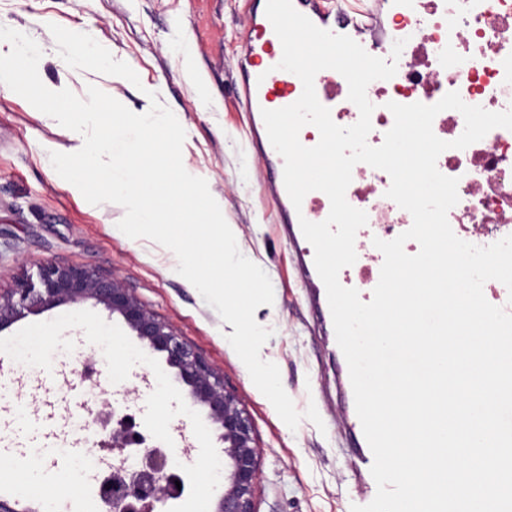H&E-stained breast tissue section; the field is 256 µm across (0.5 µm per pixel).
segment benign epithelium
I'll list each match as a JSON object with an SVG mask.
<instances>
[{
  "label": "benign epithelium",
  "instance_id": "7a95c632",
  "mask_svg": "<svg viewBox=\"0 0 512 512\" xmlns=\"http://www.w3.org/2000/svg\"><path fill=\"white\" fill-rule=\"evenodd\" d=\"M88 302L120 317L149 350L165 354L167 365L177 370L188 387L187 404L207 410L224 454V490L214 512H256L260 460L251 419L239 407L236 394L225 386L224 375L128 288L121 276L86 265L43 262L37 281L26 278L15 288L0 291V331L31 313ZM87 412L104 431L115 414L91 407ZM109 445L117 453V462L97 486L103 512H163L168 501L181 496L176 482L183 481L182 476L170 468L163 451L148 444L134 416L121 419L109 431ZM142 448L145 453L139 469L129 471L124 460Z\"/></svg>",
  "mask_w": 512,
  "mask_h": 512
}]
</instances>
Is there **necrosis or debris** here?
<instances>
[{"mask_svg": "<svg viewBox=\"0 0 512 512\" xmlns=\"http://www.w3.org/2000/svg\"><path fill=\"white\" fill-rule=\"evenodd\" d=\"M466 0H448L457 17L455 35L445 33L437 19L415 37L405 76L376 80L371 90L390 102L413 99L429 105L446 93L458 92L469 105L492 112L512 109V76L502 72L495 39L512 41V0H493L480 21L463 14ZM446 167L458 180L459 201L452 212L456 223L468 225L466 242L477 246L499 227L512 229V130L496 128L463 149H448ZM388 179L368 164H356L346 191L350 205L361 206L372 224H406L409 212L392 204L384 192Z\"/></svg>", "mask_w": 512, "mask_h": 512, "instance_id": "obj_1", "label": "necrosis or debris"}]
</instances>
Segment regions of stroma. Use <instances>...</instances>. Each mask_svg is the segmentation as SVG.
<instances>
[{
	"label": "stroma",
	"instance_id": "stroma-1",
	"mask_svg": "<svg viewBox=\"0 0 512 512\" xmlns=\"http://www.w3.org/2000/svg\"><path fill=\"white\" fill-rule=\"evenodd\" d=\"M247 0H0V25L46 40L43 21L91 35L128 63L139 84L68 66L51 53L39 76L48 86L86 84L134 112L150 107L146 88L176 113L186 132L182 160L204 178L224 203L243 255L268 275L274 302L260 306L256 321L271 329L262 359L275 363L298 411L315 405L323 422L301 420L290 429L253 384L226 339L231 329L177 271L176 255L117 227L125 210L115 203L90 206L64 189L46 158L67 152L70 132L52 117L31 111L26 100L0 94V289L36 276L51 260L118 272L212 367L224 375L250 417L260 454L257 512H350L375 496L357 462L358 446L340 386L341 361L328 319L304 288L305 271L277 222L265 190L268 171L252 146L248 115L239 94L236 56L246 26ZM190 42L205 92H196L182 69L180 46ZM43 337L41 367L28 359H2L18 340ZM89 359L95 374L81 383L76 360ZM188 388L160 352L145 349L116 316L87 303L30 314L0 330V443L15 453L5 459L8 483L24 512H39L45 498L64 512H99L93 499L98 478L113 464L108 450L76 427L85 405L120 401L162 448L183 458L182 497L166 512H212L218 495L209 481L216 448L207 412L186 404ZM49 449L47 469L58 478L35 488L27 449Z\"/></svg>",
	"mask_w": 512,
	"mask_h": 512
}]
</instances>
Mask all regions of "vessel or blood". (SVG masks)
Instances as JSON below:
<instances>
[{"label": "vessel or blood", "instance_id": "obj_1", "mask_svg": "<svg viewBox=\"0 0 512 512\" xmlns=\"http://www.w3.org/2000/svg\"><path fill=\"white\" fill-rule=\"evenodd\" d=\"M292 3L298 12L308 17L317 27L336 34H349L352 26L358 23L357 18L348 16L345 10L330 9L326 0H292ZM377 8L402 19L405 24L404 29L392 31V40L407 38L409 32L420 31L428 26L429 16L424 0H377ZM247 13L248 28L237 60L243 99L250 118L255 148L269 168L268 189L276 203L279 221L285 225L291 240L296 242L303 238L301 220L323 221L329 214L330 206L319 191L309 192L298 209L294 208L288 196L283 181L284 162L269 141L261 112L296 102L302 94L303 85L295 74L278 69L282 45L264 8L257 5L256 0H250ZM299 256L302 264L311 273L308 286L316 295L318 308L328 310L325 286L320 277L313 274V247L304 246ZM383 260V255H374L363 275L356 280L351 279L347 273H340V283L346 287L360 284L361 300L370 301L372 288L379 281Z\"/></svg>", "mask_w": 512, "mask_h": 512}]
</instances>
